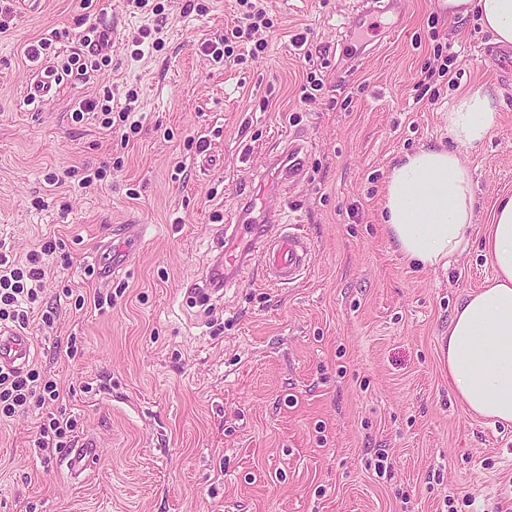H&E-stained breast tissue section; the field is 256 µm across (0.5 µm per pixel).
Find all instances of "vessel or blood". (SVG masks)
<instances>
[{
  "label": "vessel or blood",
  "mask_w": 512,
  "mask_h": 512,
  "mask_svg": "<svg viewBox=\"0 0 512 512\" xmlns=\"http://www.w3.org/2000/svg\"><path fill=\"white\" fill-rule=\"evenodd\" d=\"M407 0H385L383 5L359 0L349 18L351 28L371 29L377 13L386 11L403 17ZM303 146L289 143L287 150L276 155L273 163L280 182L295 183L304 174ZM311 244L301 233L272 229L259 224L255 218L243 215L236 223L224 227V267L234 270L253 263L264 279L274 284L293 282L311 263ZM33 356L32 343L26 331L0 325V369L20 370ZM99 456V447L92 438H84L69 449L66 460L72 474L79 475L91 468Z\"/></svg>",
  "instance_id": "b4317fda"
}]
</instances>
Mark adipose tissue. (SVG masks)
<instances>
[{"mask_svg": "<svg viewBox=\"0 0 512 512\" xmlns=\"http://www.w3.org/2000/svg\"><path fill=\"white\" fill-rule=\"evenodd\" d=\"M449 17L477 14L495 43L512 45V0H442ZM497 117L495 97L476 91L448 112V143L403 154L389 169L383 202L388 238L422 268L448 267L466 251L475 187L461 149L482 143ZM483 251L494 275L469 293L448 322L442 347L448 383L470 413L512 423V194L497 199Z\"/></svg>", "mask_w": 512, "mask_h": 512, "instance_id": "ef3b65f1", "label": "adipose tissue"}]
</instances>
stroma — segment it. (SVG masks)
Wrapping results in <instances>:
<instances>
[{
  "label": "stroma",
  "mask_w": 512,
  "mask_h": 512,
  "mask_svg": "<svg viewBox=\"0 0 512 512\" xmlns=\"http://www.w3.org/2000/svg\"><path fill=\"white\" fill-rule=\"evenodd\" d=\"M438 2L411 0L350 55L355 0H264L266 49L236 43L242 61L229 64L210 46L236 25L239 0H40L32 14L0 0V241L18 261L50 238L73 258L45 282L42 303L59 317L50 329L31 318L30 365L63 386L75 438L101 446L75 477L64 449L35 447L40 409L0 421V512H500L512 424L455 397L440 340L493 276L482 245L497 197L512 193V47ZM112 24L108 61L86 54L85 37ZM438 49L454 54L450 75L416 101ZM76 53L85 75L66 71ZM46 67L62 76L56 93L28 99ZM310 71L323 87L306 101ZM477 90L495 96L498 118L462 154L476 189L471 243L448 268L422 269L385 234L387 174L443 140L449 109ZM91 99L130 108L141 130L125 144L122 124L75 119ZM292 133L304 177L265 196L262 217L309 237L310 266L273 285L251 265L194 304L243 207L240 178ZM101 165L103 181L79 185L77 173ZM124 224L140 237L125 266L106 283L85 275L102 243L123 244ZM99 295L112 303L95 306Z\"/></svg>",
  "instance_id": "obj_1"
}]
</instances>
